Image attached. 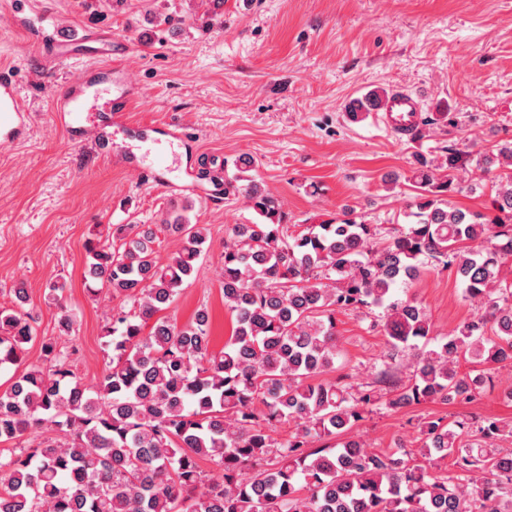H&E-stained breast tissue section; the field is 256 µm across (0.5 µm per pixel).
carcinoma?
I'll return each instance as SVG.
<instances>
[{
	"label": "carcinoma",
	"mask_w": 512,
	"mask_h": 512,
	"mask_svg": "<svg viewBox=\"0 0 512 512\" xmlns=\"http://www.w3.org/2000/svg\"><path fill=\"white\" fill-rule=\"evenodd\" d=\"M502 165L491 215L448 203L451 171L469 154L448 150L438 166L416 156L411 222L385 235L354 210L336 223L289 231L277 197L235 162L224 194L243 192L261 218L224 240L222 291L231 333L211 350L207 309L180 326L167 314L196 280L207 229L170 210L160 230L177 249L159 263L147 224L98 225L84 247L87 291L118 301L103 328L112 352L89 385L67 352L42 338V363L14 371L0 389V512H512V426L492 417L415 425L420 448L376 451L352 434L364 414L427 402H470L512 361V287L501 279L512 257V147L484 156ZM453 267L474 315L448 336L431 335L421 305L398 292L427 264ZM66 284L49 286L56 328L74 331ZM0 309V370L20 366L38 337L14 290ZM383 310L390 354L364 385L327 378L337 355L336 313ZM412 352L411 378L394 377V355ZM473 365L467 373L460 362ZM389 388V396L378 387ZM293 426L285 440L276 427ZM454 471L438 474L434 462ZM220 469L206 478L200 461Z\"/></svg>",
	"instance_id": "cac0c4a2"
}]
</instances>
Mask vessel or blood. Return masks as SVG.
Returning a JSON list of instances; mask_svg holds the SVG:
<instances>
[{
    "label": "vessel or blood",
    "mask_w": 512,
    "mask_h": 512,
    "mask_svg": "<svg viewBox=\"0 0 512 512\" xmlns=\"http://www.w3.org/2000/svg\"><path fill=\"white\" fill-rule=\"evenodd\" d=\"M49 54L55 63L80 60L87 64L84 76L65 82L54 99V116L69 129L78 128L85 112H110L112 123L124 125L125 110L131 99L121 69L106 67L115 56L111 35L55 31L47 40ZM379 121L398 138H412L422 112V98L415 92L396 91L376 103ZM33 125V115L23 98L13 70L0 67V145L8 146L24 140Z\"/></svg>",
    "instance_id": "b4317fda"
}]
</instances>
